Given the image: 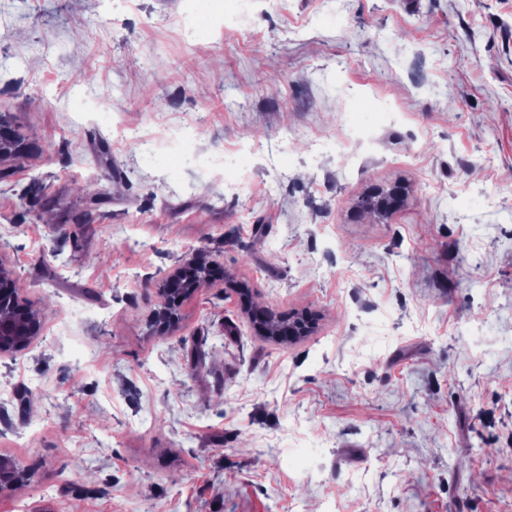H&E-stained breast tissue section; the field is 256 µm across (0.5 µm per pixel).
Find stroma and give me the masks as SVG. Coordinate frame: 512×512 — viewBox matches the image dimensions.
<instances>
[{
	"label": "stroma",
	"instance_id": "stroma-1",
	"mask_svg": "<svg viewBox=\"0 0 512 512\" xmlns=\"http://www.w3.org/2000/svg\"><path fill=\"white\" fill-rule=\"evenodd\" d=\"M0 115V512H512V0H0ZM215 264L205 262L198 252H189L160 281L158 295L160 302L152 313L151 321L159 334L168 332L178 320L176 307L180 301L190 295L204 281L212 280ZM186 275L189 277L186 278ZM175 296V310L172 309V298ZM232 288L240 295V299L243 305V310L245 311L249 322L258 336H270V332L261 321L267 319L268 317L261 313H253L251 300H250V291L249 287L244 284H233ZM22 305V304H21ZM39 321L22 305L18 311L5 312L0 308V351L19 349L36 336ZM28 473L22 469L16 462L1 458L0 459V492L9 490L21 483L27 478Z\"/></svg>",
	"mask_w": 512,
	"mask_h": 512
}]
</instances>
